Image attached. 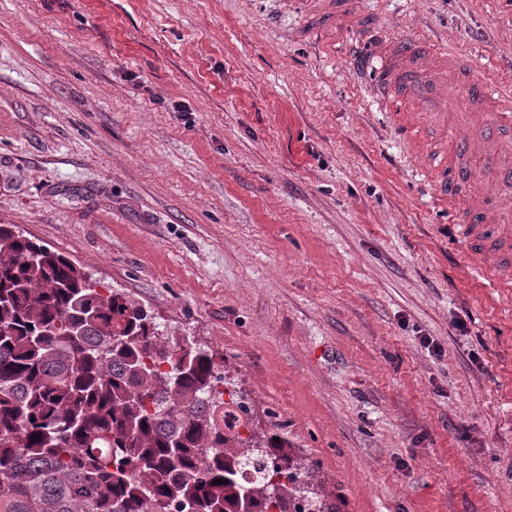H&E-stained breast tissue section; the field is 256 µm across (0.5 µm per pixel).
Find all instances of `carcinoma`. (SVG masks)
I'll return each mask as SVG.
<instances>
[{"label":"carcinoma","mask_w":512,"mask_h":512,"mask_svg":"<svg viewBox=\"0 0 512 512\" xmlns=\"http://www.w3.org/2000/svg\"><path fill=\"white\" fill-rule=\"evenodd\" d=\"M123 293L103 295L70 259L0 224V512H292L310 485L278 428L221 425L238 391ZM225 483L217 484L215 480Z\"/></svg>","instance_id":"1"}]
</instances>
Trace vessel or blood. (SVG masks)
I'll return each instance as SVG.
<instances>
[{
	"instance_id": "b4317fda",
	"label": "vessel or blood",
	"mask_w": 512,
	"mask_h": 512,
	"mask_svg": "<svg viewBox=\"0 0 512 512\" xmlns=\"http://www.w3.org/2000/svg\"><path fill=\"white\" fill-rule=\"evenodd\" d=\"M369 68L378 105L424 159L475 268L512 288V92L413 36L381 33Z\"/></svg>"
}]
</instances>
